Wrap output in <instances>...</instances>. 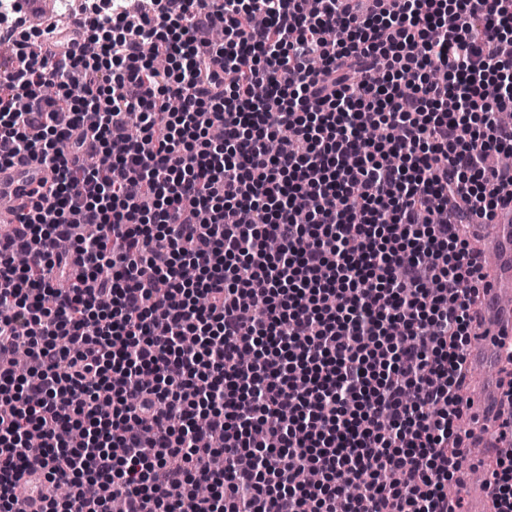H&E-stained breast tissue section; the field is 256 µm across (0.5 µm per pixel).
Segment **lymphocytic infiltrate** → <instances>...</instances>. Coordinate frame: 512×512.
Segmentation results:
<instances>
[{"label": "lymphocytic infiltrate", "mask_w": 512, "mask_h": 512, "mask_svg": "<svg viewBox=\"0 0 512 512\" xmlns=\"http://www.w3.org/2000/svg\"><path fill=\"white\" fill-rule=\"evenodd\" d=\"M396 2L118 9L56 66L0 32V165L54 173L0 236V512L33 466L44 512H458L512 0Z\"/></svg>", "instance_id": "lymphocytic-infiltrate-1"}]
</instances>
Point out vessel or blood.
Returning a JSON list of instances; mask_svg holds the SVG:
<instances>
[{"instance_id":"b4317fda","label":"vessel or blood","mask_w":512,"mask_h":512,"mask_svg":"<svg viewBox=\"0 0 512 512\" xmlns=\"http://www.w3.org/2000/svg\"><path fill=\"white\" fill-rule=\"evenodd\" d=\"M51 178L43 165L21 160L0 168V218L22 216L33 192ZM471 233L482 254L491 255L480 290V330L471 341L468 363L471 367L495 366L500 358L501 341H512V205L499 207L491 223L475 224ZM512 401V377L495 374L482 379L474 393L463 399L464 419L471 432L496 426L501 412ZM495 478L485 474L482 481L468 485V512H493ZM49 486L46 471L29 470L15 481L17 512H39Z\"/></svg>"}]
</instances>
